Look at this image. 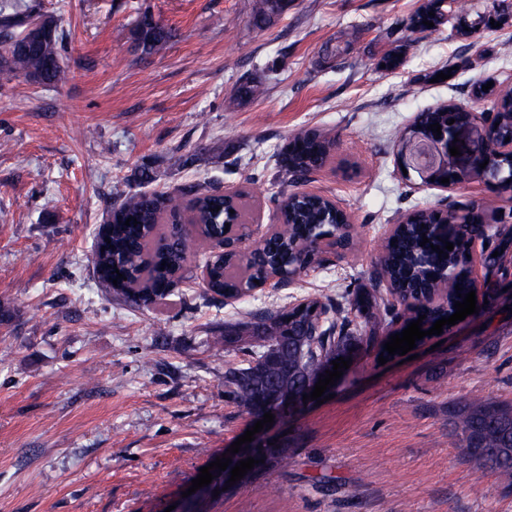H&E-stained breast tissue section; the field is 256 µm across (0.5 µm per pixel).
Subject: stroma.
Wrapping results in <instances>:
<instances>
[{
	"label": "stroma",
	"instance_id": "1",
	"mask_svg": "<svg viewBox=\"0 0 512 512\" xmlns=\"http://www.w3.org/2000/svg\"><path fill=\"white\" fill-rule=\"evenodd\" d=\"M20 2L65 31L66 76L50 87L0 79V312L11 315L0 323V512H512V488L473 474L452 417L478 397L512 405V243L476 266L479 313L424 337L405 363L378 360L399 304L371 277L401 214L460 201L512 212V194L491 184L402 178L389 136L428 107L474 105L475 79L512 76V26L406 35L423 0H290L263 31L253 0ZM146 10L173 32L151 57L131 39ZM398 44L403 66L380 68ZM249 78L260 93L230 104ZM305 130L336 148L295 185L278 156ZM194 152L193 166H173ZM144 169L150 182L136 179ZM118 184L246 188L266 225L276 196L302 187L336 199L357 244L231 304L196 294L199 256L163 301L133 306L111 299L90 263ZM366 294L379 327L332 399L263 430L285 458L223 498H185L249 427L224 393L244 353L213 336L242 310L302 298L332 299L358 325Z\"/></svg>",
	"mask_w": 512,
	"mask_h": 512
}]
</instances>
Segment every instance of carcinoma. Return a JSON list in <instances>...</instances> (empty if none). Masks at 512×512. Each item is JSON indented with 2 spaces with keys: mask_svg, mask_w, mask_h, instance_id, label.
I'll return each instance as SVG.
<instances>
[{
  "mask_svg": "<svg viewBox=\"0 0 512 512\" xmlns=\"http://www.w3.org/2000/svg\"><path fill=\"white\" fill-rule=\"evenodd\" d=\"M432 0H426L403 23L412 32L426 30L423 21L434 26L440 20L429 15ZM280 17L276 0H253L251 24L265 30ZM43 33H28L32 21L25 20L21 5L15 0H0V41L8 45L3 67L14 77H22L38 86L61 82L64 71L60 64L59 50L63 32L52 17L40 19ZM172 31L154 21L148 11L141 13L133 32L135 50L152 56L166 50ZM489 109L498 112L499 129L495 137L483 146V154L496 153L499 141L512 133V84L501 82L491 100ZM475 118L483 111L480 107L465 109L453 104L439 105L421 112L417 123L397 127L391 134L394 141H402L419 128L448 121V113ZM334 141L325 135L309 130L295 135L281 153L280 168L291 181H297L321 168L328 161ZM283 223L292 225L289 235L275 232L264 245L263 263L286 266L298 261L290 254L296 243H301L309 233V226L316 231L331 229L336 222L329 198L288 194L280 204ZM248 204L238 198L210 190L185 187L173 193H131L116 187L114 204L109 213L108 238L97 243L90 258L99 279L106 284L113 296L140 307L151 305L158 297L156 289L184 278L187 264L197 256L205 244L218 242L224 237V225L247 215ZM485 208L461 204L444 211L460 215V232L467 240L487 228L483 237L492 239L497 231L484 222ZM137 220V225H125L126 219ZM436 222V211L419 209L413 220L401 225L392 241L386 242L384 255L374 275L396 290L400 303H405L406 293L423 292L451 265L459 270L457 279L448 286V308L459 300L457 294L469 292L471 283L465 276V247L454 245L444 249V241L437 239L430 225ZM429 243L420 245L422 237ZM439 246L434 251L431 246ZM166 262L168 266L161 267ZM208 272L204 294L220 296L226 289L254 288L262 279L261 268L244 270L224 258L220 251H210L205 258ZM124 278H118V274ZM253 339L258 350L250 354L245 363L224 372L226 393L243 412L252 415L268 402L284 401L299 394L303 381L319 375L326 365L339 357L349 358L361 344L354 336L351 321L336 317V306L328 302L317 303L316 314L297 313L284 309L277 312L256 314L247 312L240 321L224 326V334L213 337L222 344L227 341L242 342ZM454 425L469 460L477 470L491 469L512 487V407L504 408L491 401L473 400L457 411ZM284 449L270 454L265 462L258 463L248 478L270 472L279 462Z\"/></svg>",
  "mask_w": 512,
  "mask_h": 512,
  "instance_id": "carcinoma-1",
  "label": "carcinoma"
}]
</instances>
